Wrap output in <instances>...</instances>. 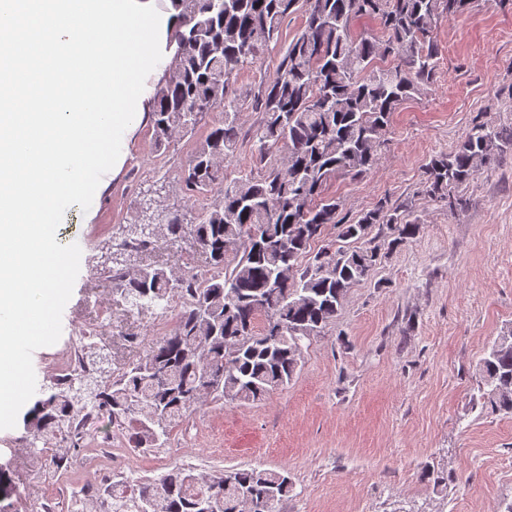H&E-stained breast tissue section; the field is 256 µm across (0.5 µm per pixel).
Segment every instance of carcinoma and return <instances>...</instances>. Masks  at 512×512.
<instances>
[{
    "label": "carcinoma",
    "instance_id": "obj_1",
    "mask_svg": "<svg viewBox=\"0 0 512 512\" xmlns=\"http://www.w3.org/2000/svg\"><path fill=\"white\" fill-rule=\"evenodd\" d=\"M478 0H171L180 25L169 36L174 53L155 91L154 143L161 149L195 131L203 116L224 112L178 173L188 198L209 192L211 203L163 208L154 221L138 213L112 244L107 278L128 313L156 317L174 295L183 299L173 329L148 340L145 355L116 374L102 363L106 347L80 346L96 365L69 378L44 381L23 416L25 455L36 470L57 468L79 447L75 425L87 411L130 431L140 447L168 445L173 430L207 398L254 402L286 385L300 368L305 345L336 320L348 289L370 280L380 251L419 231L381 203L346 224L341 201L327 193L338 177L362 176L381 162L398 106L429 93L439 63L433 38L438 19L452 20ZM304 17L301 31L279 50L275 76L245 96L229 95L240 70L278 43L283 20ZM370 20L375 34L358 27ZM262 113L253 135L265 173L230 178L225 162L240 151L245 104ZM512 152V127L479 122L455 147L431 158L422 193L455 213L467 199L455 189ZM390 229L376 244L373 227ZM356 246L311 245L327 226ZM163 242L204 260L175 269L135 264ZM235 256L224 257L227 247ZM483 405L512 415V329L481 359ZM16 461L0 462V512H14ZM124 512H274L288 497V475L257 467L207 475L175 465L156 479L128 487Z\"/></svg>",
    "mask_w": 512,
    "mask_h": 512
}]
</instances>
